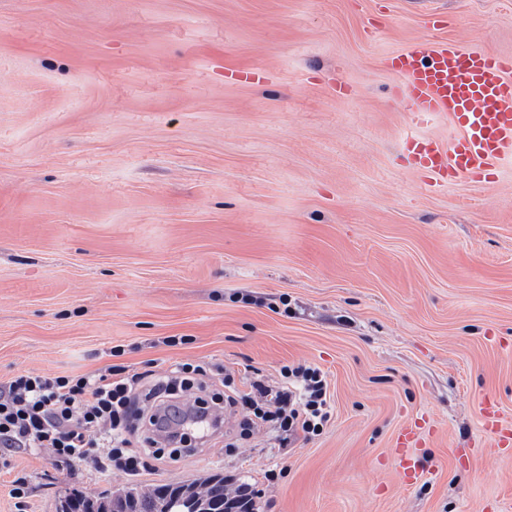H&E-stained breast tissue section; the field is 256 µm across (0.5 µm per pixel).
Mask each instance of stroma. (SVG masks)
<instances>
[{
	"label": "stroma",
	"mask_w": 512,
	"mask_h": 512,
	"mask_svg": "<svg viewBox=\"0 0 512 512\" xmlns=\"http://www.w3.org/2000/svg\"><path fill=\"white\" fill-rule=\"evenodd\" d=\"M420 37L512 55V0H0V382L205 361L245 392L316 366L320 435L229 448L231 414L137 483L232 473L264 512H512L478 409L512 425V161L424 190L407 141L455 130L413 123L383 65ZM409 419L434 474L406 488ZM128 481L18 453L0 512ZM420 424L409 421L401 424L394 435L395 474L406 488L414 486L430 470L419 455L422 447Z\"/></svg>",
	"instance_id": "stroma-1"
}]
</instances>
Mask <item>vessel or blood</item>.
<instances>
[{"label": "vessel or blood", "instance_id": "b4317fda", "mask_svg": "<svg viewBox=\"0 0 512 512\" xmlns=\"http://www.w3.org/2000/svg\"><path fill=\"white\" fill-rule=\"evenodd\" d=\"M384 63L404 80L416 120L447 115L456 133L448 142L412 140L409 161L427 174V185L487 179L497 164L512 159V57L456 42L440 46L426 38L410 43ZM479 413L493 447H512V428L500 424L496 399L484 397ZM418 422L403 423L394 435L395 474L412 487L428 473L419 454Z\"/></svg>", "mask_w": 512, "mask_h": 512}]
</instances>
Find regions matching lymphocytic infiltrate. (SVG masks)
I'll list each match as a JSON object with an SVG mask.
<instances>
[{
	"label": "lymphocytic infiltrate",
	"instance_id": "1",
	"mask_svg": "<svg viewBox=\"0 0 512 512\" xmlns=\"http://www.w3.org/2000/svg\"><path fill=\"white\" fill-rule=\"evenodd\" d=\"M222 366L174 364L166 374L128 372L113 365L104 372L49 376L23 372L0 384V457L36 448L52 449L58 465L74 461L108 471L138 475L145 456L169 458L171 443L186 444V433L156 439L142 436L158 427L181 393L198 391L197 416L210 409L244 406L240 438L259 426L277 432L280 441L319 435L333 416L325 373L305 364L286 365L278 380L256 375L251 391L239 395Z\"/></svg>",
	"mask_w": 512,
	"mask_h": 512
}]
</instances>
